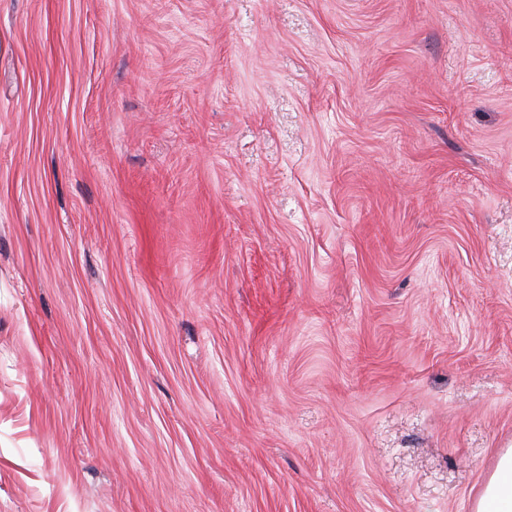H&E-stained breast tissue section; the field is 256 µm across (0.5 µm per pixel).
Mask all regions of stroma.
<instances>
[{
	"mask_svg": "<svg viewBox=\"0 0 512 512\" xmlns=\"http://www.w3.org/2000/svg\"><path fill=\"white\" fill-rule=\"evenodd\" d=\"M512 448V0H0V512H473Z\"/></svg>",
	"mask_w": 512,
	"mask_h": 512,
	"instance_id": "obj_1",
	"label": "stroma"
}]
</instances>
